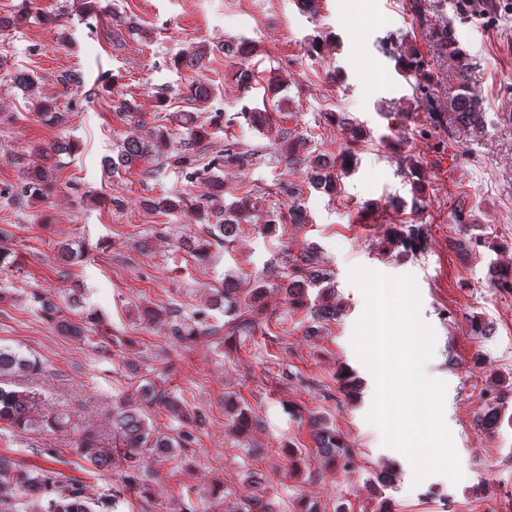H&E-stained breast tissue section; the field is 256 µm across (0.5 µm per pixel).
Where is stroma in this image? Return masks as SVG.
I'll return each mask as SVG.
<instances>
[{
  "label": "stroma",
  "instance_id": "1",
  "mask_svg": "<svg viewBox=\"0 0 512 512\" xmlns=\"http://www.w3.org/2000/svg\"><path fill=\"white\" fill-rule=\"evenodd\" d=\"M427 2L423 28L408 0H315L306 13L295 0H98L91 21L82 0H34L40 11L58 14V22L0 31V59L8 66L0 72V252L6 256L0 344L42 364L40 375L22 383L36 395L34 416L64 406L77 425L69 432L21 431L0 423V454L24 467L51 468L111 512H187L200 499L210 512H233L253 495L256 478L277 512H301L312 503L334 512L340 502L351 512H372L373 479L385 470L393 480L385 494L397 512H512V425L491 431L480 425L496 381L506 386L502 408L512 414V293L494 287L488 268L493 260L512 263V0H485L480 14L463 9L461 0ZM447 27L470 58L471 91L487 114L483 129L457 122L448 108L458 92L457 64L432 35ZM315 34L324 43L312 56L308 39ZM242 38L261 46L259 71L283 83L280 107L259 131L239 112L261 106L262 92L243 91L235 58L223 53L225 44ZM409 41L434 76L429 95L439 117L385 49ZM197 46L208 50L204 68H173L176 55ZM17 69L37 75L34 95L13 85L8 73ZM68 70L82 73V88L60 83ZM111 79L141 111L162 113L171 124L184 112L224 114L214 144L235 139L251 153L247 165H225L224 199H265L234 244L212 245L203 262L179 248L180 240L202 236L198 217L164 214L152 203L165 193L196 194L182 170L166 167L144 179L150 159L117 175L104 170L103 158L117 155L129 132L106 87ZM196 82L210 89L207 105L189 97ZM160 92L169 97L161 109ZM44 98L66 113L65 122L41 117L37 102ZM330 112L367 132L333 195L310 187L306 168L287 164L280 150L287 127L309 154L338 156L346 133L327 120ZM57 141L73 149L57 157L51 195L13 201L7 189L18 188L23 172L41 165V147ZM411 158L426 185L418 201L405 175ZM287 184L301 196L284 194ZM113 197L121 207L110 205ZM297 203L307 223L262 233L267 219L287 215ZM403 220L426 225V249L405 257L382 253L390 225ZM68 243L83 246L84 256L65 261L61 247ZM306 251L334 271L340 308L314 336L306 333L314 323L309 310L290 306L275 286L276 272ZM356 266L415 279L420 318L436 335L423 371L447 385L444 419L460 457V482L443 475L415 481L406 456L384 446L367 419L376 385L351 342L365 308L349 280ZM228 278L267 286L249 335L204 334L184 346L170 338L167 322L143 325L147 307L188 315L204 310L211 324H223L228 315L213 299ZM73 288L81 294L76 306L68 297ZM39 293L54 299L56 320L42 315ZM60 318L85 324L86 339L62 335ZM478 322L487 335L475 333ZM345 367L354 372V388L340 379ZM149 381L199 411L203 424L188 448L147 463L145 493H125L120 464L97 469L79 454L76 437L84 430L113 446L114 409ZM230 398L259 421L248 437L228 427ZM312 416L326 418L345 438L354 470L325 466L318 456L301 471L289 468L280 447H313Z\"/></svg>",
  "mask_w": 512,
  "mask_h": 512
}]
</instances>
